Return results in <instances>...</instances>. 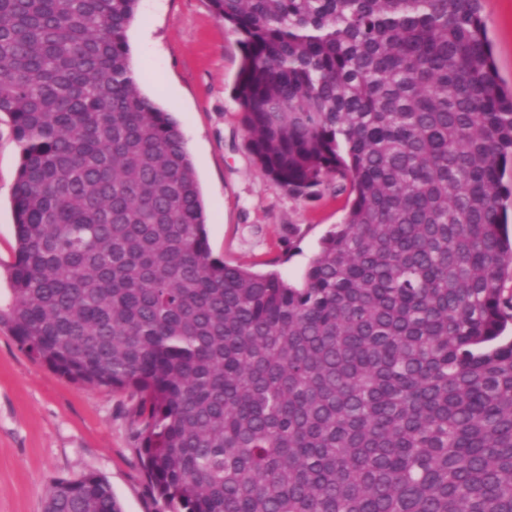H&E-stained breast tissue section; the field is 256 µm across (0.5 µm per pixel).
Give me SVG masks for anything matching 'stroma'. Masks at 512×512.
<instances>
[{"label":"stroma","instance_id":"stroma-1","mask_svg":"<svg viewBox=\"0 0 512 512\" xmlns=\"http://www.w3.org/2000/svg\"><path fill=\"white\" fill-rule=\"evenodd\" d=\"M501 82L512 87V0H481ZM142 91L173 112L200 182L213 256L301 283L322 238L343 221L345 195L288 194L255 163L232 87L236 35L207 0H139L127 30ZM20 148L0 114V301L14 260L11 195ZM129 393L82 387L28 358L0 327V512H43L50 484L94 472L123 512H163L135 451Z\"/></svg>","mask_w":512,"mask_h":512}]
</instances>
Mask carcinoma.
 <instances>
[{"instance_id": "1", "label": "carcinoma", "mask_w": 512, "mask_h": 512, "mask_svg": "<svg viewBox=\"0 0 512 512\" xmlns=\"http://www.w3.org/2000/svg\"><path fill=\"white\" fill-rule=\"evenodd\" d=\"M139 0H0L20 147L6 327L137 399L169 512H512V90L480 0H208L238 36L249 149L347 193L297 287L215 258ZM44 512H123L95 472Z\"/></svg>"}]
</instances>
